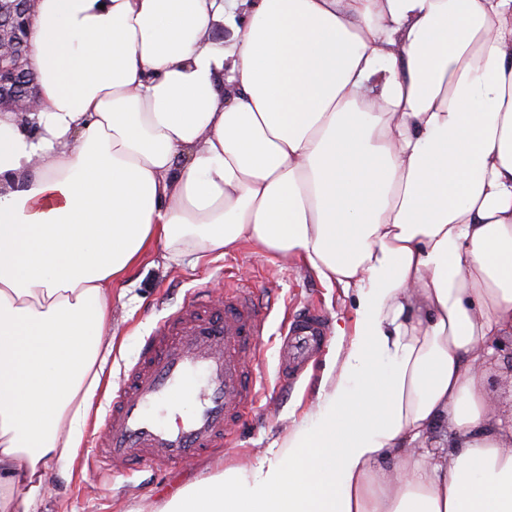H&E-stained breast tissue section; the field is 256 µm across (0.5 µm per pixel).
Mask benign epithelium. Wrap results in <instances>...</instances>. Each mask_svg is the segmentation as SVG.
I'll return each instance as SVG.
<instances>
[{
    "label": "benign epithelium",
    "mask_w": 512,
    "mask_h": 512,
    "mask_svg": "<svg viewBox=\"0 0 512 512\" xmlns=\"http://www.w3.org/2000/svg\"><path fill=\"white\" fill-rule=\"evenodd\" d=\"M30 0H0V112L35 108L37 89L22 68L30 24Z\"/></svg>",
    "instance_id": "7a95c632"
}]
</instances>
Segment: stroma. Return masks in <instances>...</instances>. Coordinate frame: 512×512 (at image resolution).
<instances>
[{
	"label": "stroma",
	"mask_w": 512,
	"mask_h": 512,
	"mask_svg": "<svg viewBox=\"0 0 512 512\" xmlns=\"http://www.w3.org/2000/svg\"><path fill=\"white\" fill-rule=\"evenodd\" d=\"M258 291L268 298L273 324L285 314L318 309L329 320V341L302 376L293 384H281L277 373V336L261 345L263 378L258 407L235 428L229 446L192 459L166 473L135 471L117 467L110 481H99L92 462L80 458L71 481H58L57 493L44 503V512H160L178 489L217 471L255 463L258 452L284 437L294 415L313 400L328 359L336 349L339 327L351 315L352 302L341 289L327 285L296 259L263 252L240 242L207 262L175 264L163 248L152 249L122 282L112 288V331L114 340L103 373V385L91 400V430H98L107 413L112 386L124 367L139 357L147 336L162 318L187 303L192 292L212 289L224 294L227 279ZM512 353V338L503 336L486 352L489 412L503 422L512 421V377L503 370V360Z\"/></svg>",
	"instance_id": "1"
}]
</instances>
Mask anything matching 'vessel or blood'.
Segmentation results:
<instances>
[{"label": "vessel or blood", "instance_id": "obj_1", "mask_svg": "<svg viewBox=\"0 0 512 512\" xmlns=\"http://www.w3.org/2000/svg\"><path fill=\"white\" fill-rule=\"evenodd\" d=\"M269 314L250 290L227 288L216 302L201 289L158 322L113 387L104 421L89 442L97 474L111 475L118 463L160 472L229 444L233 427L259 401L258 344ZM327 342L322 312L285 317L279 377L297 379ZM178 400L189 401L191 412L175 426L154 417L155 409Z\"/></svg>", "mask_w": 512, "mask_h": 512}]
</instances>
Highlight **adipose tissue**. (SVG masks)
<instances>
[{
  "mask_svg": "<svg viewBox=\"0 0 512 512\" xmlns=\"http://www.w3.org/2000/svg\"><path fill=\"white\" fill-rule=\"evenodd\" d=\"M28 42L37 107L0 113V512L73 473L112 285L149 246L242 240L341 288L350 328L285 437L162 512H512L483 353L512 335V0H32Z\"/></svg>",
  "mask_w": 512,
  "mask_h": 512,
  "instance_id": "ef3b65f1",
  "label": "adipose tissue"
}]
</instances>
